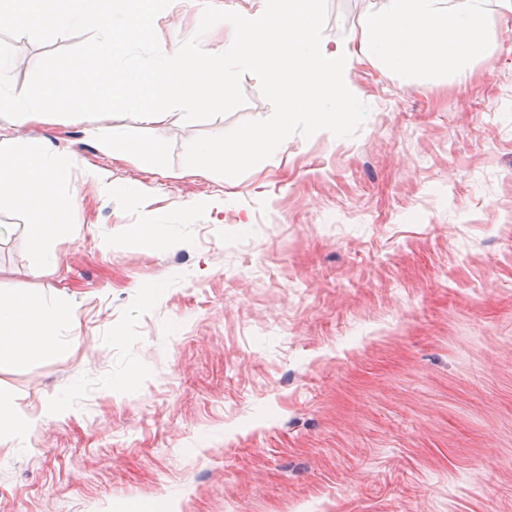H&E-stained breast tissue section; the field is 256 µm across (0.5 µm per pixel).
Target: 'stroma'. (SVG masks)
Wrapping results in <instances>:
<instances>
[{
    "label": "stroma",
    "instance_id": "35a3bbf8",
    "mask_svg": "<svg viewBox=\"0 0 512 512\" xmlns=\"http://www.w3.org/2000/svg\"><path fill=\"white\" fill-rule=\"evenodd\" d=\"M377 6L328 0L324 41L362 40ZM202 9L156 17L165 53ZM487 10L459 73L356 62L355 137L292 135L235 178L183 156L271 115L250 74L226 115L111 116L163 147L159 173L99 154L85 117L19 128L71 163L75 229L32 275V218L0 198V289L74 326L56 356L0 358V407L30 420L0 437V512H512V9ZM75 42L13 39V91ZM125 234L131 240L149 237L162 241L168 236V231L164 224H131L125 228Z\"/></svg>",
    "mask_w": 512,
    "mask_h": 512
}]
</instances>
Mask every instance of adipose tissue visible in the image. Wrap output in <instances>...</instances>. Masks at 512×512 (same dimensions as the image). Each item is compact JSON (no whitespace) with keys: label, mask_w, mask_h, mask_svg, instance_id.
<instances>
[{"label":"adipose tissue","mask_w":512,"mask_h":512,"mask_svg":"<svg viewBox=\"0 0 512 512\" xmlns=\"http://www.w3.org/2000/svg\"><path fill=\"white\" fill-rule=\"evenodd\" d=\"M88 134L103 155L133 159L146 171L162 167V147L133 141L125 127L95 125ZM70 180L69 163L48 138L18 137L13 141L12 153L0 154V196L11 197L33 219L29 226L34 242L29 255L33 275H41L47 266L44 242L71 231L72 212L59 197L60 188ZM72 317V311L65 306L0 291V354L54 356L59 350L57 331L70 324Z\"/></svg>","instance_id":"adipose-tissue-1"}]
</instances>
